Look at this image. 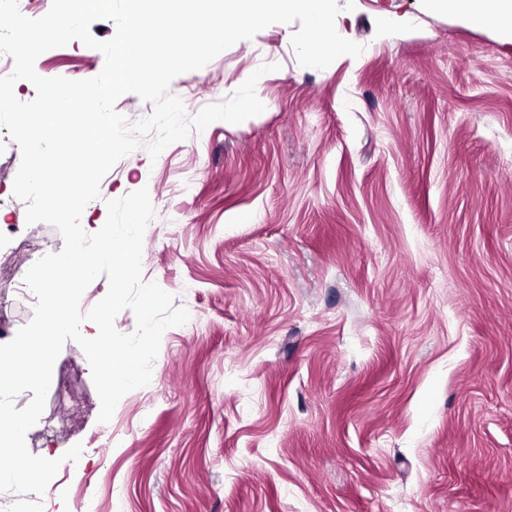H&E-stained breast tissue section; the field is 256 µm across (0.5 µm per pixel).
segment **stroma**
<instances>
[{
	"label": "stroma",
	"instance_id": "obj_1",
	"mask_svg": "<svg viewBox=\"0 0 512 512\" xmlns=\"http://www.w3.org/2000/svg\"><path fill=\"white\" fill-rule=\"evenodd\" d=\"M337 3L359 57L300 66L296 22L237 42L169 92L193 115L275 63L266 109L137 148L86 206L93 233L148 189L142 276L190 318L106 423L64 345L69 389L31 428L62 461L54 512H512V42L423 0ZM103 66L77 40L35 63ZM20 162L0 127V256L30 266L63 238L27 224ZM0 298L2 344L34 302L6 279Z\"/></svg>",
	"mask_w": 512,
	"mask_h": 512
}]
</instances>
